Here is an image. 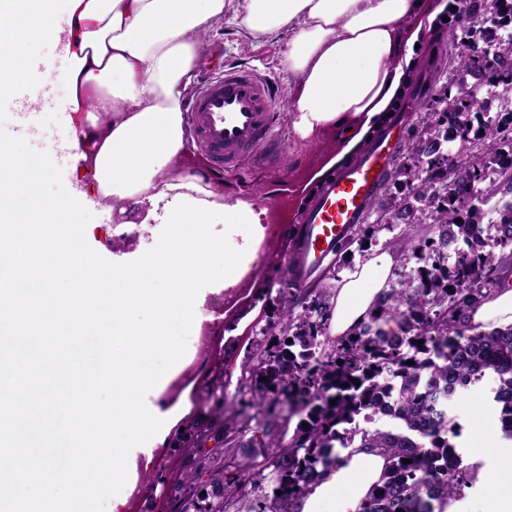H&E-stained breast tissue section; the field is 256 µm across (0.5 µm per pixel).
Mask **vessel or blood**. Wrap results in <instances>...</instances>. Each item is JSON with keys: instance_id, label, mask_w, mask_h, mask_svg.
<instances>
[{"instance_id": "b4317fda", "label": "vessel or blood", "mask_w": 512, "mask_h": 512, "mask_svg": "<svg viewBox=\"0 0 512 512\" xmlns=\"http://www.w3.org/2000/svg\"><path fill=\"white\" fill-rule=\"evenodd\" d=\"M277 101L271 83L257 71L226 68L223 76L205 80L188 103L194 146L218 172L237 173L249 165L283 168ZM51 104L48 96L23 92L16 112L28 119ZM392 133L384 128L352 163L325 178L301 210L284 266L295 284L308 280L356 225L365 223L395 160Z\"/></svg>"}]
</instances>
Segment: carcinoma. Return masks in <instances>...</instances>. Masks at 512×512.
Wrapping results in <instances>:
<instances>
[{"instance_id": "1", "label": "carcinoma", "mask_w": 512, "mask_h": 512, "mask_svg": "<svg viewBox=\"0 0 512 512\" xmlns=\"http://www.w3.org/2000/svg\"><path fill=\"white\" fill-rule=\"evenodd\" d=\"M495 2L487 16L484 0H467L469 16L482 25L473 30L459 23L448 31L459 53L386 182L391 207L374 211L375 223L358 225L337 248L344 256L363 254L364 243L379 233H395L391 242L400 257L375 310L355 337L328 345L332 292L323 280L336 279L341 267L304 288L283 279L282 315L262 332L277 343L252 341L238 393L260 406H296L304 414L288 440L283 431L273 433L276 421L262 431L259 447L276 458L282 494L260 502L245 492L255 476L230 483L213 476L210 512H294L299 497L336 466L339 449L357 439L388 460L360 512H447L480 481V467L450 463L458 450L449 436L459 434L450 406L489 376L496 379L491 408L512 439V326L475 332L468 324L512 262V162L505 160L512 155V111L491 117L470 94L482 81L485 97L499 103L512 97V0ZM477 35L496 45L492 61L474 50ZM453 141L462 143L460 164L476 192L473 204L443 192V159ZM392 320L399 331H386ZM383 418L389 424L374 425Z\"/></svg>"}]
</instances>
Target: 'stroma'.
Returning a JSON list of instances; mask_svg holds the SVG:
<instances>
[{
	"label": "stroma",
	"instance_id": "35a3bbf8",
	"mask_svg": "<svg viewBox=\"0 0 512 512\" xmlns=\"http://www.w3.org/2000/svg\"><path fill=\"white\" fill-rule=\"evenodd\" d=\"M456 2L423 0L418 15L403 30L404 41L414 46L411 60L404 67L399 99L405 111L414 109L417 85H424L423 97L429 100L447 80L446 55L437 49L434 33L439 16ZM71 17L68 8L59 15V39L50 43L46 56L52 65L47 91L55 102L54 108L41 112L31 125L22 124L14 114L5 124L10 134L25 138L39 150L53 151L65 132L86 114L85 109L71 104V91L63 79L78 58V48L71 40L68 25ZM283 45V39H254L219 23L202 39L196 72L216 75L227 66L256 65L274 81L278 95L284 97L291 85L282 66ZM279 120L284 124L282 135L288 158V165L282 170L266 172L248 168L239 174L214 173L202 156L193 151L187 152L182 160V168L212 173L214 180L223 181L225 191L244 198L255 199L256 188L267 189L280 203L278 211L271 215L276 232L262 241L248 271L235 287L227 288L220 282L208 286L199 307L205 319L203 328L191 331L186 351L188 358L194 359L195 368L179 385L167 386L162 396L164 408L172 413L173 426L166 440L153 450L152 493L144 503L136 495H129L123 512H167L171 490L184 485L190 473L212 459L223 466L228 478L243 470L260 472L256 497L273 494L276 486L273 470L264 466L262 456L251 442L253 431L260 429L261 424L253 418L251 409L239 404L238 383L256 332L277 320L282 307L279 281L283 263L293 248L292 228L297 216L328 176L329 161L345 147L341 135L333 132L309 141L298 140L286 125L287 113H280ZM61 169L66 190L86 198L85 206L92 219L85 236L97 253L111 262L126 263L156 245L164 227L163 211L121 212L111 199L95 191L88 164L78 150H69ZM128 221L145 224V231L135 237L116 238L114 225ZM217 385L223 386L226 397L224 417L233 420L238 428L230 441L214 439L219 432V420L215 418L208 393ZM488 395L485 388L465 393L454 401L451 415L462 426L456 439L460 453L466 461L482 463L484 471L492 472L504 455L512 453V441L503 439L498 418L487 403ZM478 416L493 436V448L478 449L473 444L471 432Z\"/></svg>",
	"mask_w": 512,
	"mask_h": 512
}]
</instances>
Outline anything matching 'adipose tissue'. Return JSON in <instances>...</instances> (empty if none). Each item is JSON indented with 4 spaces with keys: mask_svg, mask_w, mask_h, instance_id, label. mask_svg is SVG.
Masks as SVG:
<instances>
[{
    "mask_svg": "<svg viewBox=\"0 0 512 512\" xmlns=\"http://www.w3.org/2000/svg\"><path fill=\"white\" fill-rule=\"evenodd\" d=\"M82 56L68 80L86 103L89 168L98 192L118 203L158 207L177 194L236 206L223 184L174 166L189 139L184 92L194 77L200 39L217 21L258 39L289 31L282 63L296 85L288 97L293 134L307 141L326 129L356 147L396 95L408 56L401 30L419 0H72ZM394 254L365 257L333 290L330 333L352 335L387 291ZM475 330L512 324V278L469 318ZM387 460L346 448L295 502V512H359Z\"/></svg>",
    "mask_w": 512,
    "mask_h": 512,
    "instance_id": "obj_1",
    "label": "adipose tissue"
}]
</instances>
